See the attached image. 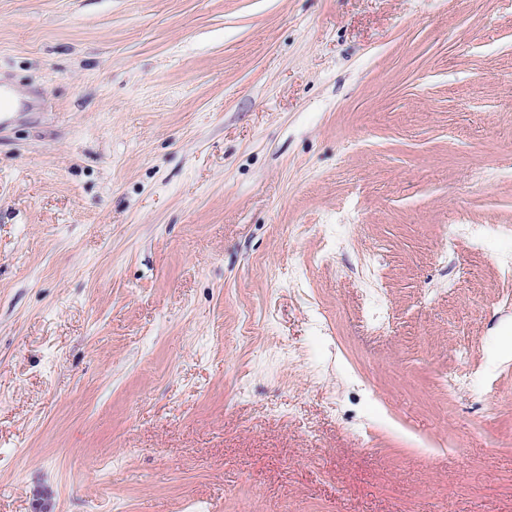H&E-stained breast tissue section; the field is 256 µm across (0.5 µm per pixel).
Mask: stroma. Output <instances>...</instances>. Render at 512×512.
I'll use <instances>...</instances> for the list:
<instances>
[{
  "label": "stroma",
  "mask_w": 512,
  "mask_h": 512,
  "mask_svg": "<svg viewBox=\"0 0 512 512\" xmlns=\"http://www.w3.org/2000/svg\"><path fill=\"white\" fill-rule=\"evenodd\" d=\"M0 91V512H512V0H0Z\"/></svg>",
  "instance_id": "stroma-1"
}]
</instances>
